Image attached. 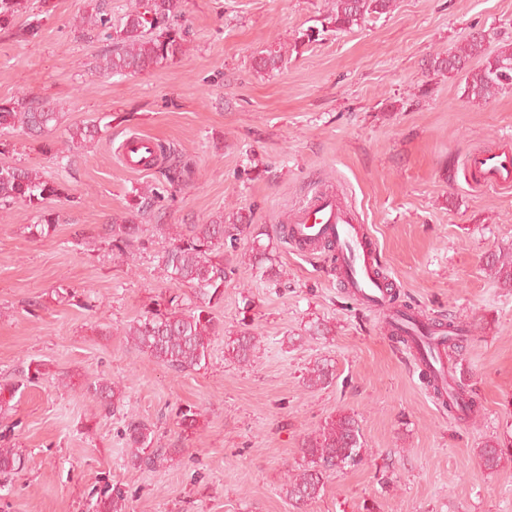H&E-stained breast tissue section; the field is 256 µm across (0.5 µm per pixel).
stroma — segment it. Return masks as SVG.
Returning a JSON list of instances; mask_svg holds the SVG:
<instances>
[{
    "instance_id": "obj_1",
    "label": "stroma",
    "mask_w": 512,
    "mask_h": 512,
    "mask_svg": "<svg viewBox=\"0 0 512 512\" xmlns=\"http://www.w3.org/2000/svg\"><path fill=\"white\" fill-rule=\"evenodd\" d=\"M89 2L28 0L42 20L30 42L0 30V102L62 113L46 138L0 136V162L68 188L46 202L60 216L50 236L31 235L38 218L25 202L0 212V379L24 383L0 413V438L25 453L0 512H89L107 483L126 491L127 512H293L285 473L301 463L303 439L340 410L356 414L371 455L331 474L308 512H361L366 502L376 512H512V462L492 472L475 452L512 436V288L484 269L489 255L512 253V191L474 186L463 164L472 150H512V90L471 102L459 77L429 68L478 29L485 51L511 42L512 0H395L349 31L329 27V0H180L189 54L133 76L93 69L110 43L79 37L75 19ZM279 46L281 69L256 72L254 57ZM82 124L101 126V137L63 169L67 130ZM133 135L169 143L189 179L173 187L159 169L130 167L121 146ZM146 186L163 199L128 258H114L102 227ZM319 191L336 194L376 240L393 293L461 324L456 376L476 389V415H449L391 338L385 311L338 281L335 252H302L281 237L280 224ZM231 207L270 235L284 275L266 282L236 264L212 311L208 367L173 372L125 336L170 292L157 227L202 224ZM244 323L261 336L247 366L224 352ZM322 359L334 382L305 387L306 367ZM33 366L41 375L29 384ZM69 376L122 381L121 410L104 414L61 385ZM189 405L201 417L186 433L177 413ZM129 419L153 425L156 446L178 449L176 460L131 468Z\"/></svg>"
}]
</instances>
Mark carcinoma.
<instances>
[{
	"label": "carcinoma",
	"instance_id": "cac0c4a2",
	"mask_svg": "<svg viewBox=\"0 0 512 512\" xmlns=\"http://www.w3.org/2000/svg\"><path fill=\"white\" fill-rule=\"evenodd\" d=\"M394 0H332L328 15L329 24L338 31L350 30L368 20L390 12ZM179 0H132L130 7L118 24L104 14L103 7L96 5L81 16L80 22L89 30L104 32L112 41V49L96 60L94 69L105 74L132 75L150 72L170 61L186 55L187 31L178 16ZM27 9L25 0H0V29H10L21 41H29L41 31V20L34 15L23 24L15 23V17ZM485 37L481 31L471 34L466 43L450 55L438 54L430 61V67L442 74L463 75L462 97L472 102L487 101L499 92L512 89V44L501 47L493 54H484ZM484 60L477 70L469 68L470 60L477 55ZM284 54L279 49H268L254 58L258 72L281 68ZM59 123V113L47 104L29 106L20 101L0 103V132L6 129H22L41 136ZM97 125H76L68 130L69 149L80 147L99 134ZM190 169L177 163L163 172L166 182L179 186L189 177ZM65 184L49 179L39 170L27 166L0 163V208L17 200L39 207L51 197L65 193ZM160 193L153 187L135 190L133 211L112 218L104 228V238L118 255L128 254L134 243L140 241L142 228L136 223L140 216L149 214L158 202ZM246 217L241 212L219 214L205 224L160 225V235L168 240L160 256L167 279L176 287H186L189 294L160 298L140 318L129 324L128 341L137 351L148 355L168 369L182 373L199 371L209 364L212 336L217 327L211 310L224 301V283L227 268L234 261L232 251L237 249L239 236L247 229ZM59 216L52 212L41 214L40 223L32 231L42 237L50 234L58 224ZM267 246L255 238L248 257V264L256 276L278 281L283 271L268 263ZM486 270L499 285L512 288V254L491 256ZM189 302L183 307V302ZM423 335L438 336L446 342V348H458L455 336L457 325L450 320L444 324L418 314L414 315ZM228 355L238 364L247 365L260 350V340L246 328L226 343ZM428 385L437 399L448 407V413H457L454 404L448 402V393L439 384L435 371L424 369ZM334 370L327 360L315 362L303 376L309 388H324L332 384ZM22 383L0 380V411L9 407L11 400L20 392ZM82 390L97 400L106 413L120 409L125 399V389L118 381L106 378L87 380L80 384ZM201 412L188 406L179 410V425L183 431L197 426ZM155 431L141 420L131 419L124 428V436L134 448L129 464L135 468L153 469L179 453L177 448L154 447ZM302 463L295 472L287 474L282 491L296 512L321 496L326 480L334 471H344L361 465L369 456L365 448L359 421L355 414L338 412L329 417L302 442ZM476 455L485 469L495 471L503 462L512 460V441L490 438L476 448ZM25 455L20 448H0V477L5 479L24 467ZM93 512H127L125 491L119 487L105 488L93 504Z\"/></svg>",
	"mask_w": 512,
	"mask_h": 512
}]
</instances>
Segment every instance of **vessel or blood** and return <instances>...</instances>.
Here are the masks:
<instances>
[{
	"label": "vessel or blood",
	"instance_id": "obj_1",
	"mask_svg": "<svg viewBox=\"0 0 512 512\" xmlns=\"http://www.w3.org/2000/svg\"><path fill=\"white\" fill-rule=\"evenodd\" d=\"M464 162L476 185L499 190L512 188V151L472 152ZM292 230L295 240L300 242L327 237L340 240L343 249L336 254L340 275L367 304L385 308L388 292L385 280L376 274L377 246L362 226L354 224L334 195L316 194L295 216Z\"/></svg>",
	"mask_w": 512,
	"mask_h": 512
}]
</instances>
